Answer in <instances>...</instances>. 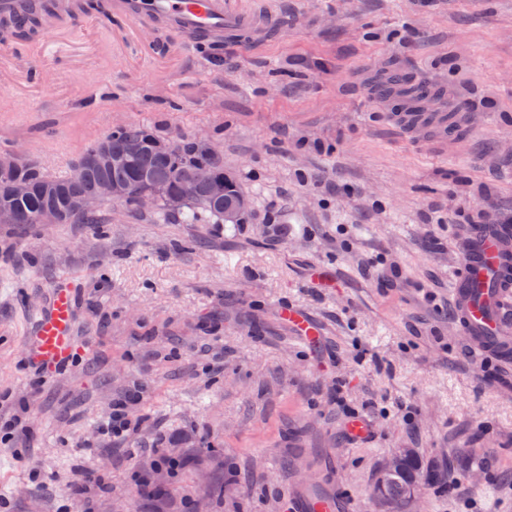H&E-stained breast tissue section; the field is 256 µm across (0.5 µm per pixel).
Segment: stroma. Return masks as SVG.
<instances>
[{
    "instance_id": "35a3bbf8",
    "label": "stroma",
    "mask_w": 512,
    "mask_h": 512,
    "mask_svg": "<svg viewBox=\"0 0 512 512\" xmlns=\"http://www.w3.org/2000/svg\"><path fill=\"white\" fill-rule=\"evenodd\" d=\"M287 31L196 51L140 23L87 19L60 42L9 41L0 147L49 173L118 123L222 142L239 224H0V512H292L330 488L392 512L372 484L400 448L439 482L402 512H512V363L455 323L470 220L512 225V0H244ZM438 88L457 132L403 137L377 78ZM280 225L271 233V225ZM75 359L24 347L59 282ZM303 308L310 353L281 323ZM133 431H102L130 391ZM166 448L182 465L154 470Z\"/></svg>"
}]
</instances>
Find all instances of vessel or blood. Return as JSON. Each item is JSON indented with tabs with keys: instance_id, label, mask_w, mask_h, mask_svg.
Here are the masks:
<instances>
[{
	"instance_id": "b4317fda",
	"label": "vessel or blood",
	"mask_w": 512,
	"mask_h": 512,
	"mask_svg": "<svg viewBox=\"0 0 512 512\" xmlns=\"http://www.w3.org/2000/svg\"><path fill=\"white\" fill-rule=\"evenodd\" d=\"M147 20L187 36L192 45L224 40L241 48L287 29L286 17L263 10H245L238 0H110L99 20L113 17ZM406 130L448 124L444 112H398ZM464 263L453 284L455 318L480 354L512 358V225L475 224L467 233ZM75 297L71 289H55L37 331L25 346L27 363L36 371L66 369L74 352ZM335 502L320 495H301L295 512H334Z\"/></svg>"
}]
</instances>
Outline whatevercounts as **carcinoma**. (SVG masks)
<instances>
[{
	"mask_svg": "<svg viewBox=\"0 0 512 512\" xmlns=\"http://www.w3.org/2000/svg\"><path fill=\"white\" fill-rule=\"evenodd\" d=\"M80 6L79 0H32L22 25L10 18H0V37L12 38L21 31L34 34L61 13ZM385 91L413 100V86L400 76L391 77ZM103 150L127 156V167L117 171L86 161L87 156ZM199 169L210 170L214 182L199 185L193 198L182 200V181ZM16 180L28 183L27 195L18 197L13 193L12 183ZM112 184L119 185L120 192L104 199L98 212L85 214L74 209L76 198L95 194L101 186ZM148 186L160 191L154 210L158 219L177 217L184 224L205 220L224 223V166L190 138L182 136L171 145L139 124L117 126L90 143L66 175L50 174L32 159L22 160L9 173H0V214L7 224L30 226L37 224L36 216L43 208L51 207L58 212L60 223L89 224L97 230L99 225L108 223L112 201L117 199L136 207L137 195ZM422 476L418 459H411L385 487L384 501L401 509L409 484Z\"/></svg>",
	"mask_w": 512,
	"mask_h": 512,
	"instance_id": "1",
	"label": "carcinoma"
}]
</instances>
